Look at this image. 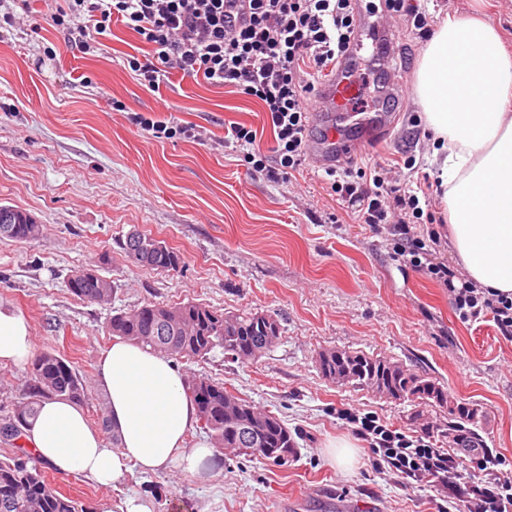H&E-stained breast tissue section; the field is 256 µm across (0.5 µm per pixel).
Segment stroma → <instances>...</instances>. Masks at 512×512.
Here are the masks:
<instances>
[{
	"label": "stroma",
	"mask_w": 512,
	"mask_h": 512,
	"mask_svg": "<svg viewBox=\"0 0 512 512\" xmlns=\"http://www.w3.org/2000/svg\"><path fill=\"white\" fill-rule=\"evenodd\" d=\"M27 6L38 32L0 27V205L34 215L43 234L0 238V306L25 315L35 353L60 356L83 377L93 424L106 405L95 375L113 342L115 310L194 301L272 316L279 335L258 359L231 362L217 348L178 365L185 376L224 383L299 435V456L285 467L219 452L194 474L133 472L109 486L49 470L50 488L93 512L128 497L152 512H438L457 501L455 487L406 483L350 419H379L432 448H447V432L423 436L407 423L409 403L323 377L318 355L330 349L401 363L457 402L479 404L475 430L488 459L512 469V341L491 318L460 321L447 290L394 260L385 225L358 223L312 161L277 182L250 174L246 148L225 145L224 127L256 131L276 164L272 125L254 99L177 74L152 91L126 63L148 51L137 34L115 27L105 50L84 54L53 22L52 0H5L0 10L19 17ZM357 8L391 41L375 90L400 81L405 98L392 106V131L347 167H399L411 186L435 178L432 132L414 89L427 38L388 15L384 0H357ZM137 113L195 125L200 136L153 138L133 122ZM410 157L416 170L404 166ZM134 230L178 251L181 269L132 263L119 241ZM89 266L112 281V303L68 289L71 271ZM341 436L359 450L347 474L323 452Z\"/></svg>",
	"instance_id": "obj_1"
}]
</instances>
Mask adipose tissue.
I'll list each match as a JSON object with an SVG mask.
<instances>
[{
  "mask_svg": "<svg viewBox=\"0 0 512 512\" xmlns=\"http://www.w3.org/2000/svg\"><path fill=\"white\" fill-rule=\"evenodd\" d=\"M414 82L439 143L455 255L478 286L512 293V54L486 20L447 17L427 42ZM32 354L26 317L0 307V364L24 363ZM96 382L118 446L106 444L76 404L47 401L24 431L45 466L110 485L134 467L193 474L212 456L207 445H185L197 408L172 360L120 340L103 353Z\"/></svg>",
  "mask_w": 512,
  "mask_h": 512,
  "instance_id": "1",
  "label": "adipose tissue"
}]
</instances>
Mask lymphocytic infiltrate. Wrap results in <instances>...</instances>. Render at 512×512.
<instances>
[{"mask_svg": "<svg viewBox=\"0 0 512 512\" xmlns=\"http://www.w3.org/2000/svg\"><path fill=\"white\" fill-rule=\"evenodd\" d=\"M355 19L352 0H63L54 13L56 24L67 27L87 51L102 46L114 24L135 32L149 51L129 56L127 65L151 90L176 72L256 99L270 114L282 158L276 167L255 160L251 171L271 181L304 161L315 89L307 75L333 72L349 58ZM329 185L355 208L360 223L388 224L395 260L447 288L461 321L491 316L501 335L512 340V293L471 282L455 285V268L441 254V232L422 235L411 229L423 215L417 192L383 172L368 182L336 178ZM358 433L406 480L429 477L448 484L459 476V455L485 456L460 435L446 452L413 443L373 420L362 421ZM460 495L466 512H512V477L489 486L466 482Z\"/></svg>", "mask_w": 512, "mask_h": 512, "instance_id": "obj_1", "label": "lymphocytic infiltrate"}]
</instances>
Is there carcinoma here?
Here are the masks:
<instances>
[{
    "label": "carcinoma",
    "instance_id": "carcinoma-1",
    "mask_svg": "<svg viewBox=\"0 0 512 512\" xmlns=\"http://www.w3.org/2000/svg\"><path fill=\"white\" fill-rule=\"evenodd\" d=\"M40 224L26 223L25 213L0 205V237L19 242L37 239ZM154 238L132 231L120 243L130 261L164 271H177L181 255L171 248L149 249ZM68 288L75 296L91 303L109 304L112 281L96 269L82 267L71 271ZM277 321L265 315L229 314L204 303L188 301L179 305L149 303L112 315L108 330L112 335L153 352L175 359L205 358L220 348L233 361H254L274 343ZM323 376L336 383L350 384L379 396L407 400L409 418L425 419L423 431L435 422L424 408H443L452 417L451 430L467 431L478 421L479 409L448 402V392L427 376L412 372L397 362L352 351L328 350L319 354ZM186 390L198 408L200 429L216 448H233V457L257 458L283 466L298 454L293 434L282 421L258 412L251 403L206 376H193ZM64 397L82 405L88 400V385L66 360L52 353L38 355L32 365L25 399L13 404L12 414L0 420V438L12 442L23 435L29 419L45 399ZM0 512H90L79 502L55 493L45 482L39 462L23 450L0 460Z\"/></svg>",
    "mask_w": 512,
    "mask_h": 512
}]
</instances>
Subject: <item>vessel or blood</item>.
<instances>
[{
    "mask_svg": "<svg viewBox=\"0 0 512 512\" xmlns=\"http://www.w3.org/2000/svg\"><path fill=\"white\" fill-rule=\"evenodd\" d=\"M360 95V87L349 68H342L331 80L320 87V104L313 116L323 126L320 139L309 144L310 154L319 156L322 164L334 166L341 160L354 156L367 142L377 140L392 122L390 110H380L378 115L367 117L355 112V102ZM346 113L349 125L347 130L337 129L331 115Z\"/></svg>",
    "mask_w": 512,
    "mask_h": 512,
    "instance_id": "1",
    "label": "vessel or blood"
}]
</instances>
